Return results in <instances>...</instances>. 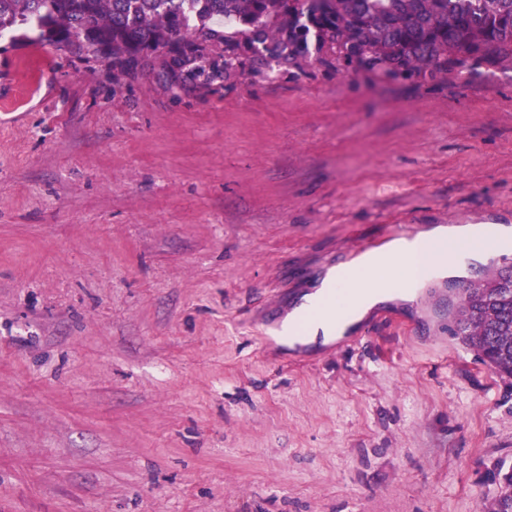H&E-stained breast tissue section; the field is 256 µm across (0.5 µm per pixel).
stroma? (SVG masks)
Wrapping results in <instances>:
<instances>
[{
  "instance_id": "stroma-1",
  "label": "stroma",
  "mask_w": 512,
  "mask_h": 512,
  "mask_svg": "<svg viewBox=\"0 0 512 512\" xmlns=\"http://www.w3.org/2000/svg\"><path fill=\"white\" fill-rule=\"evenodd\" d=\"M0 88V512H479L512 379L448 306L486 262L327 348L264 331L360 246L512 228V59L205 93L4 37Z\"/></svg>"
}]
</instances>
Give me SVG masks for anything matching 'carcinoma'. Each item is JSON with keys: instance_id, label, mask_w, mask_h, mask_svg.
Segmentation results:
<instances>
[{"instance_id": "carcinoma-1", "label": "carcinoma", "mask_w": 512, "mask_h": 512, "mask_svg": "<svg viewBox=\"0 0 512 512\" xmlns=\"http://www.w3.org/2000/svg\"><path fill=\"white\" fill-rule=\"evenodd\" d=\"M22 28L65 56L110 62L117 88L155 71L173 90L210 91L273 64L286 74L313 50L382 82L446 81L450 64L463 76L512 56V0H0V36ZM511 276L488 271L497 300L467 288L454 317V334L509 379ZM488 479L496 493L480 512H512V466L494 463Z\"/></svg>"}]
</instances>
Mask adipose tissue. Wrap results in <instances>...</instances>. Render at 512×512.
<instances>
[{"instance_id": "adipose-tissue-1", "label": "adipose tissue", "mask_w": 512, "mask_h": 512, "mask_svg": "<svg viewBox=\"0 0 512 512\" xmlns=\"http://www.w3.org/2000/svg\"><path fill=\"white\" fill-rule=\"evenodd\" d=\"M463 245L474 260L512 249V229L493 224H471L450 231L435 228L414 239L399 238L348 262L331 267L311 292L305 293L295 313L310 306L318 311L301 336L286 337L288 345L324 344L340 337L376 306L400 300L413 301L411 285L415 271L424 278L451 275Z\"/></svg>"}]
</instances>
